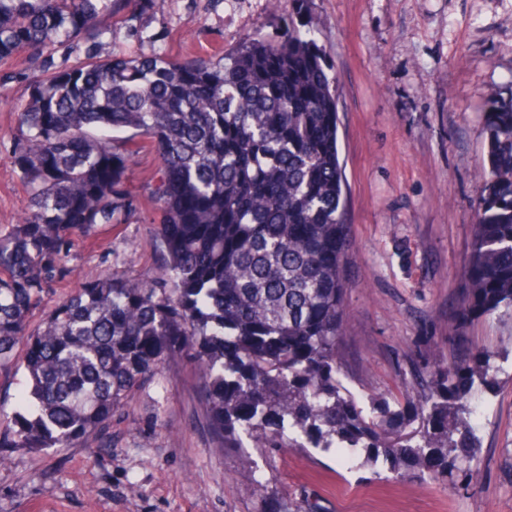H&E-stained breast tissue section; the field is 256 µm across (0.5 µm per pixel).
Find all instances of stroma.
Returning a JSON list of instances; mask_svg holds the SVG:
<instances>
[{"mask_svg":"<svg viewBox=\"0 0 512 512\" xmlns=\"http://www.w3.org/2000/svg\"><path fill=\"white\" fill-rule=\"evenodd\" d=\"M288 9V0H156L142 13L117 0L100 19V50L138 54L145 30L164 55L219 56L272 33ZM307 21L340 95L352 241L348 384L392 400L412 381L410 352L450 360L461 339L485 350L498 373L470 394L483 411L477 473L452 488L350 469L314 450H218L195 368L175 358L79 445L0 450V512H276L288 496L308 497L319 512H512V307L459 318L487 160L482 107L512 88V0H312ZM36 70L24 53L0 66L1 229L17 223L29 201L12 149L16 111ZM157 165L151 146L136 140L125 180L136 210L76 240L66 277L31 314L29 330L89 277L138 278L158 268ZM259 475L267 490L257 487Z\"/></svg>","mask_w":512,"mask_h":512,"instance_id":"1","label":"stroma"}]
</instances>
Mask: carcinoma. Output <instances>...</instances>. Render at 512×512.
I'll use <instances>...</instances> for the list:
<instances>
[{"instance_id": "carcinoma-1", "label": "carcinoma", "mask_w": 512, "mask_h": 512, "mask_svg": "<svg viewBox=\"0 0 512 512\" xmlns=\"http://www.w3.org/2000/svg\"><path fill=\"white\" fill-rule=\"evenodd\" d=\"M288 20L214 58L153 48L104 58L100 17L116 0H0V62L41 60L17 112L13 164L29 190L0 232V373L22 366L24 411L0 421V448H70L105 428L128 394L174 355L194 362L216 447L340 452L396 478L473 475L469 401L487 353L414 367L415 388L364 408L345 381L342 342L351 250L339 97L314 31ZM76 48L84 59L55 65ZM487 163L475 210L462 316L512 305V92L488 99ZM141 137L159 166L157 273L113 272L27 319L66 275L74 240L118 224ZM23 345L22 360L16 348Z\"/></svg>"}]
</instances>
